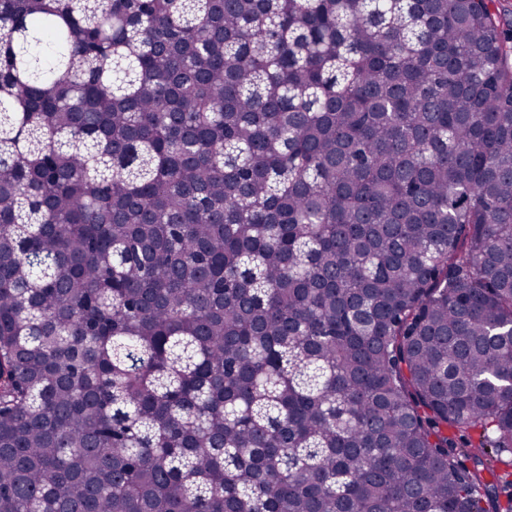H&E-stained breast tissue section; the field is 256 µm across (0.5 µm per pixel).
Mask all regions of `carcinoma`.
Returning a JSON list of instances; mask_svg holds the SVG:
<instances>
[{"label": "carcinoma", "instance_id": "obj_1", "mask_svg": "<svg viewBox=\"0 0 512 512\" xmlns=\"http://www.w3.org/2000/svg\"><path fill=\"white\" fill-rule=\"evenodd\" d=\"M496 2L0 0V512H512Z\"/></svg>", "mask_w": 512, "mask_h": 512}]
</instances>
